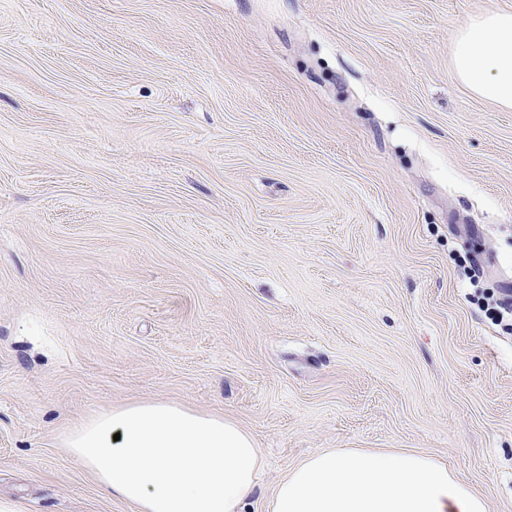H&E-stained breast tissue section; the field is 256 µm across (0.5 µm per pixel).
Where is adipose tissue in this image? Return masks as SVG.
Here are the masks:
<instances>
[{
    "mask_svg": "<svg viewBox=\"0 0 512 512\" xmlns=\"http://www.w3.org/2000/svg\"><path fill=\"white\" fill-rule=\"evenodd\" d=\"M453 69L474 95L512 109V11L472 17ZM66 446L100 488L134 512H243L263 465L235 421L171 401L112 408ZM269 512H488L446 463L411 452L328 448L293 466Z\"/></svg>",
    "mask_w": 512,
    "mask_h": 512,
    "instance_id": "obj_1",
    "label": "adipose tissue"
}]
</instances>
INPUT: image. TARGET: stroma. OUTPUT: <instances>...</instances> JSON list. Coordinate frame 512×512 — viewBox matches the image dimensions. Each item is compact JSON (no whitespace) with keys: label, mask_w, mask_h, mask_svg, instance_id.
Instances as JSON below:
<instances>
[{"label":"stroma","mask_w":512,"mask_h":512,"mask_svg":"<svg viewBox=\"0 0 512 512\" xmlns=\"http://www.w3.org/2000/svg\"><path fill=\"white\" fill-rule=\"evenodd\" d=\"M512 0H0V495L131 512L64 446L139 401L265 457L448 463L512 512V110L454 35Z\"/></svg>","instance_id":"1"}]
</instances>
